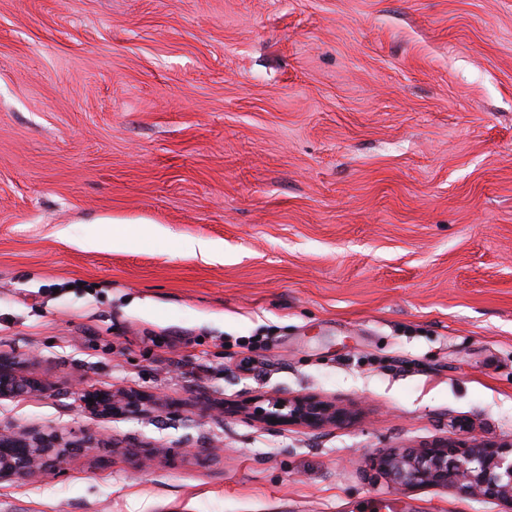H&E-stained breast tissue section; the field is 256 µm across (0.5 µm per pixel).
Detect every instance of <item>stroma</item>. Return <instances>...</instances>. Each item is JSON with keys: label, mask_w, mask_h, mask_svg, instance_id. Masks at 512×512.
Returning a JSON list of instances; mask_svg holds the SVG:
<instances>
[{"label": "stroma", "mask_w": 512, "mask_h": 512, "mask_svg": "<svg viewBox=\"0 0 512 512\" xmlns=\"http://www.w3.org/2000/svg\"><path fill=\"white\" fill-rule=\"evenodd\" d=\"M0 353V512H502L371 459L512 439V0H0ZM34 383L16 371L15 363L0 355V397L26 393ZM256 403L266 404L267 407L255 406L250 412L244 407L241 412L252 414L263 421L283 422L302 426L310 431H319L328 427L345 424L348 413L343 409L310 396L268 395L259 398ZM261 411V414H257ZM56 448L48 436L24 437L0 429V480L30 479L42 472V460Z\"/></svg>", "instance_id": "1"}]
</instances>
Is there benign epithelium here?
<instances>
[{"mask_svg":"<svg viewBox=\"0 0 512 512\" xmlns=\"http://www.w3.org/2000/svg\"><path fill=\"white\" fill-rule=\"evenodd\" d=\"M34 383L16 371L15 363L0 357V397L21 395ZM252 415L263 421L295 424L310 431L344 424L348 413L310 396L268 395L259 398ZM101 412L109 414L138 401L128 395L104 393L98 401ZM460 437L403 452H383L376 466L401 489L441 487L497 500L504 512H512V443L500 444L489 438L468 435L469 426L460 425ZM55 450L48 436L24 437L0 429V480L30 479L42 472V460Z\"/></svg>","mask_w":512,"mask_h":512,"instance_id":"7a95c632","label":"benign epithelium"}]
</instances>
